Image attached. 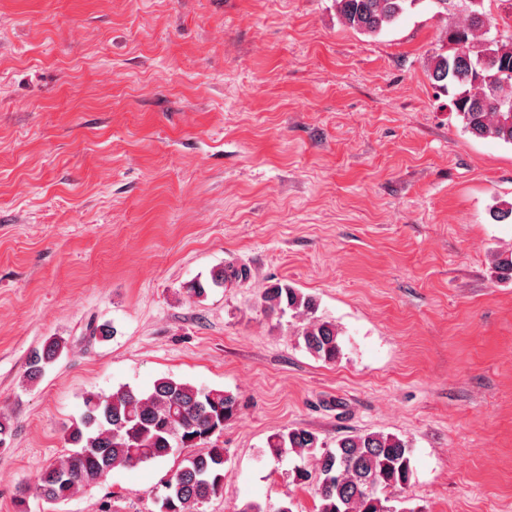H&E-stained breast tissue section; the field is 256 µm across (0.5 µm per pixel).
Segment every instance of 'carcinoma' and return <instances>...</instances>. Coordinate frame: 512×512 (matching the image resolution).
<instances>
[{
  "label": "carcinoma",
  "mask_w": 512,
  "mask_h": 512,
  "mask_svg": "<svg viewBox=\"0 0 512 512\" xmlns=\"http://www.w3.org/2000/svg\"><path fill=\"white\" fill-rule=\"evenodd\" d=\"M408 0H336L343 25L378 35L395 24ZM469 3L466 21L448 27V54L437 56L430 68L432 81L458 89L452 99L463 130L478 139L495 138L512 144V5L498 17L484 11V0ZM482 15L502 24L504 33L487 37ZM249 270L226 266L212 274V284L244 282ZM261 304L269 313L306 315L302 328L306 350L332 363L341 354L339 332L315 317L316 301L286 282L266 288ZM59 339L35 349L27 375L33 379L60 355ZM84 411L69 429L67 441L75 451L64 461L46 466L36 486L39 497L69 500L82 487L94 484L115 468H132L160 461L175 448H194L173 471L160 497V512H199L209 499L224 494L225 450L211 444L224 431V422L237 412V397L223 389L198 388L172 377L156 380L148 392L121 386L109 395L89 393ZM267 447L276 456L305 454L315 471L296 466L292 483L315 484L317 512H414L391 504L387 493L405 486L412 475V448L396 435L362 432L323 448L319 436L304 428H288L270 436Z\"/></svg>",
  "instance_id": "obj_1"
}]
</instances>
